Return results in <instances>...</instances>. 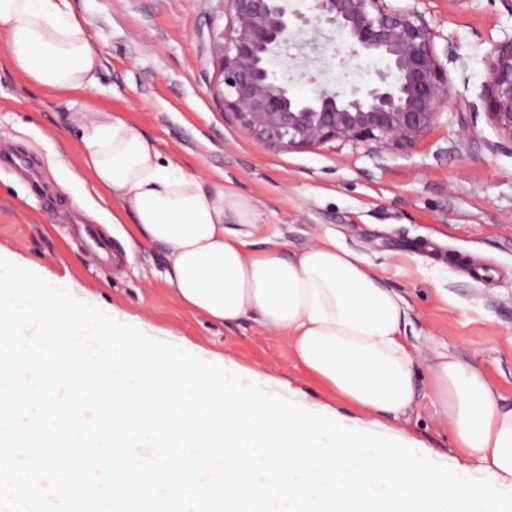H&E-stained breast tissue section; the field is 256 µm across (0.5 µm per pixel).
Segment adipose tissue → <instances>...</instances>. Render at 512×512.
<instances>
[{
  "instance_id": "ef3b65f1",
  "label": "adipose tissue",
  "mask_w": 512,
  "mask_h": 512,
  "mask_svg": "<svg viewBox=\"0 0 512 512\" xmlns=\"http://www.w3.org/2000/svg\"><path fill=\"white\" fill-rule=\"evenodd\" d=\"M0 27L10 64L29 81L58 93L98 88L100 50L70 0H0ZM75 121L82 198L99 199L108 223L132 225L136 243L162 251L163 283L187 310L284 338L352 421L394 431L416 400L418 362L405 342L412 307L383 271L332 234L295 251L265 235L253 196L164 159L120 113L88 110ZM430 387L458 464L512 487V407L483 371L439 350Z\"/></svg>"
}]
</instances>
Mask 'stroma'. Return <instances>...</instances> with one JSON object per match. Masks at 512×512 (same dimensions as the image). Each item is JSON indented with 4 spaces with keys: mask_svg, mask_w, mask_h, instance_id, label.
I'll return each mask as SVG.
<instances>
[{
    "mask_svg": "<svg viewBox=\"0 0 512 512\" xmlns=\"http://www.w3.org/2000/svg\"><path fill=\"white\" fill-rule=\"evenodd\" d=\"M387 3L428 23L452 93L429 132L406 150L332 139L280 151L243 134L222 98L220 47L233 21L223 0H72L101 51L100 87L89 95L30 83L10 67L0 29V149L24 154L55 199L43 204L25 173L0 168V249L71 278L75 297L90 293L138 316L151 337L261 368L275 379V394L292 384L311 401L335 403L272 334L248 323L215 325L184 309L162 284L160 249H127L131 225L105 223L94 202L77 205L78 183L62 188L46 157L57 151L76 166L72 114L88 106L121 113L163 156L208 180L224 176L255 197L266 234L289 249L331 233L385 271L412 306L408 339L420 349L418 399L405 429L445 459L458 450L431 403V344H448L479 365L512 405V143L485 105L493 56L512 41V0ZM380 66L329 52L318 79L332 89L362 87ZM72 222L101 225L120 265L98 264L71 238Z\"/></svg>",
    "mask_w": 512,
    "mask_h": 512,
    "instance_id": "stroma-1",
    "label": "stroma"
}]
</instances>
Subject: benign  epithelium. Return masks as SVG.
<instances>
[{"mask_svg":"<svg viewBox=\"0 0 512 512\" xmlns=\"http://www.w3.org/2000/svg\"><path fill=\"white\" fill-rule=\"evenodd\" d=\"M312 52L344 37L352 57H376L386 69L361 89L320 87L297 97L273 69V60L293 42L289 0H225L234 24L224 35L221 75L224 106L243 132L270 147L290 150L331 139L375 141L408 147L433 125L450 100L448 77L436 59L432 30L418 15L387 7L384 0H312ZM486 107L512 139V42L501 45L490 68Z\"/></svg>","mask_w":512,"mask_h":512,"instance_id":"7a95c632","label":"benign epithelium"}]
</instances>
